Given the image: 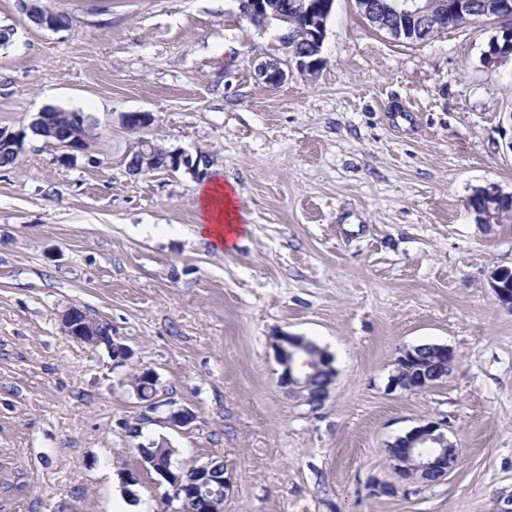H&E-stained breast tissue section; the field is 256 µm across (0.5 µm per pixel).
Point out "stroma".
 Listing matches in <instances>:
<instances>
[{
	"instance_id": "1",
	"label": "stroma",
	"mask_w": 512,
	"mask_h": 512,
	"mask_svg": "<svg viewBox=\"0 0 512 512\" xmlns=\"http://www.w3.org/2000/svg\"><path fill=\"white\" fill-rule=\"evenodd\" d=\"M70 26H34L0 0V128L48 105L96 122L76 163L28 137L0 168V512H180L139 445L172 468L223 461L224 512H502L512 495V222L480 224L487 184L512 194V60L482 62L498 31L470 21L411 43L335 0L313 74L273 87L276 26L239 0H45ZM128 112L147 138L210 156L246 227L233 249L198 229V182L136 176ZM79 306L133 356L68 336ZM305 337L333 359L320 404L288 396L272 348ZM444 344L442 383L391 389L400 350ZM152 370L149 421L129 385ZM194 421L172 427L170 407ZM437 420L459 450L446 479L382 494L386 448ZM141 425V436L131 426Z\"/></svg>"
}]
</instances>
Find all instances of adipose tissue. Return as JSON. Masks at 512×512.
I'll return each mask as SVG.
<instances>
[{"label":"adipose tissue","mask_w":512,"mask_h":512,"mask_svg":"<svg viewBox=\"0 0 512 512\" xmlns=\"http://www.w3.org/2000/svg\"><path fill=\"white\" fill-rule=\"evenodd\" d=\"M235 191L233 183L217 177L198 187L199 229L219 247H233L234 238L241 231L243 215L234 202Z\"/></svg>","instance_id":"obj_1"}]
</instances>
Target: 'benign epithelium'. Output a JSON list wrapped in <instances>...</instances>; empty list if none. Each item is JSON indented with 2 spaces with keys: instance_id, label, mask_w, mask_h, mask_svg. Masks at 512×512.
Segmentation results:
<instances>
[{
  "instance_id": "1",
  "label": "benign epithelium",
  "mask_w": 512,
  "mask_h": 512,
  "mask_svg": "<svg viewBox=\"0 0 512 512\" xmlns=\"http://www.w3.org/2000/svg\"><path fill=\"white\" fill-rule=\"evenodd\" d=\"M335 0H240V12L248 20L263 27L273 21H288V13L292 12L304 22L305 39L308 42L306 52H289L287 67H282L278 59L261 61L256 66L257 75L270 86H279L288 78V68L302 74H312L321 66L322 48L326 33V24L333 11ZM356 5L370 18L372 26L388 29L399 39L409 42H421L427 31L448 29V0H428L420 5V0H399V8L392 12L386 11L377 0H355ZM512 12V0H481L480 8L475 11L476 18L484 19L494 14ZM27 15L42 28L58 31L68 27L66 12L60 9H49L41 4V0H29ZM154 118L148 112H129L122 116L124 126L134 132L141 133L153 124ZM35 124L43 133L50 136L55 145L67 150L65 159H73L76 153L84 152V134L75 131L72 135H59L51 122L50 113L39 112L35 116ZM142 160L137 164L125 163L129 173L138 175L151 170V140L139 136ZM23 150V132L9 131L0 128V151L12 156ZM203 156L196 157L180 150L170 152L163 169L172 173L182 171L197 179L204 174L200 169ZM512 201V195L504 194L495 186L485 187L472 197V208L479 212L491 207ZM512 272L501 269L492 275L490 286L500 302L512 307ZM62 325L72 338L89 345L106 344L112 359L118 366L123 365L130 357L128 347L110 336L103 335L101 320L93 318L79 307L71 306L62 315ZM275 357L281 367L279 384L288 389V393L301 396L306 401L317 403L328 393V385L308 395L309 377L318 371L328 372L332 366L325 365L324 360H317L312 366L306 360L298 363L297 356L304 346L303 337L293 334H282L274 337L272 343ZM455 361L452 349L441 344H426L406 348L400 351L396 359L395 374L390 384L394 388L406 391L425 389L447 378L449 369ZM194 420V414L186 408L169 411L165 422L173 427H184ZM443 423L428 421L422 423L405 435L398 437L389 447L399 449L390 452L394 461L393 468L401 473V460L407 456L415 461L421 481L428 484L440 482L453 470L458 462L457 448L448 440L442 431ZM196 480L185 486L174 475L166 470L158 471V475L171 483L172 498L196 506L194 512H208L206 507L222 501L231 491L232 482L227 470L217 471L212 461H207L195 468Z\"/></svg>"
}]
</instances>
